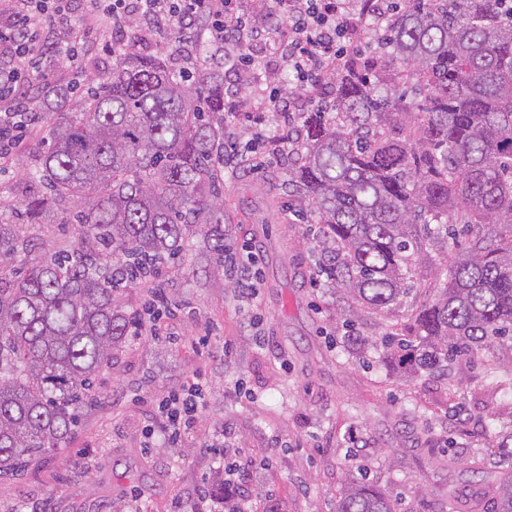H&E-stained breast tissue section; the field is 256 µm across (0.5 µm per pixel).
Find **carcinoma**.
Masks as SVG:
<instances>
[{
    "label": "carcinoma",
    "mask_w": 512,
    "mask_h": 512,
    "mask_svg": "<svg viewBox=\"0 0 512 512\" xmlns=\"http://www.w3.org/2000/svg\"><path fill=\"white\" fill-rule=\"evenodd\" d=\"M372 56L353 49L326 76L331 95L300 113L304 152L288 196L310 206L315 269L345 307L382 316L405 305L403 333L345 336L407 381L492 342H512V0H391ZM185 85L173 64L130 51L76 112L49 87L31 180L32 220L78 211L76 244L50 253L0 224V480L61 448L98 376L128 341L120 290L136 271L203 237L224 272V78ZM24 256L19 274L10 269ZM435 297L413 299L420 262L438 257ZM496 483L464 494L512 512V424L494 434ZM460 493L448 495L457 512ZM335 512H396L376 484L352 481Z\"/></svg>",
    "instance_id": "carcinoma-1"
}]
</instances>
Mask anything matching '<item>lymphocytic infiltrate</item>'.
Returning <instances> with one entry per match:
<instances>
[{"instance_id": "obj_1", "label": "lymphocytic infiltrate", "mask_w": 512, "mask_h": 512, "mask_svg": "<svg viewBox=\"0 0 512 512\" xmlns=\"http://www.w3.org/2000/svg\"><path fill=\"white\" fill-rule=\"evenodd\" d=\"M90 15L101 24V36L113 53L125 52L131 20L146 24L148 30L190 29L197 15L210 17L211 38L224 46V72L232 80L224 87V124H240L243 110H250L258 121L289 124L301 104L315 103L324 93L326 73L338 67L343 43L355 22L370 21L380 30L391 19L383 0H283L287 7L288 36L275 50L284 67L299 83L296 94L279 90H259L250 107L238 101L237 82L244 65L254 62L261 30L250 23L255 0H85ZM71 0H16L6 23H0V164L7 163L19 145L22 126L37 114L21 93L31 82H48V59L73 64L81 40L70 28ZM225 263L238 284V299L253 304L258 295L257 258L253 251L226 253ZM156 417L170 441H179L193 430L202 406V395L194 378H186L178 392L156 400Z\"/></svg>"}]
</instances>
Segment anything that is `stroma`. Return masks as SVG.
Wrapping results in <instances>:
<instances>
[{
	"label": "stroma",
	"mask_w": 512,
	"mask_h": 512,
	"mask_svg": "<svg viewBox=\"0 0 512 512\" xmlns=\"http://www.w3.org/2000/svg\"><path fill=\"white\" fill-rule=\"evenodd\" d=\"M34 143L27 130L0 171L1 201L28 192ZM300 145L280 128L273 149L224 177L226 243L260 255L256 313L237 307L202 238L190 240L165 277L177 306L159 338L128 340L66 446L0 481V512H217L224 471L212 450L228 432L252 473L253 506L269 499L278 512H333L344 485L364 475L399 512H448L449 490L491 468L482 423L492 413L512 422V391L497 383L512 348L491 346L415 383L349 355L335 294L311 282L310 226L288 212L283 185ZM20 234L56 251L75 241L53 213ZM192 373L205 394L194 433L144 447L153 399Z\"/></svg>",
	"instance_id": "stroma-1"
}]
</instances>
